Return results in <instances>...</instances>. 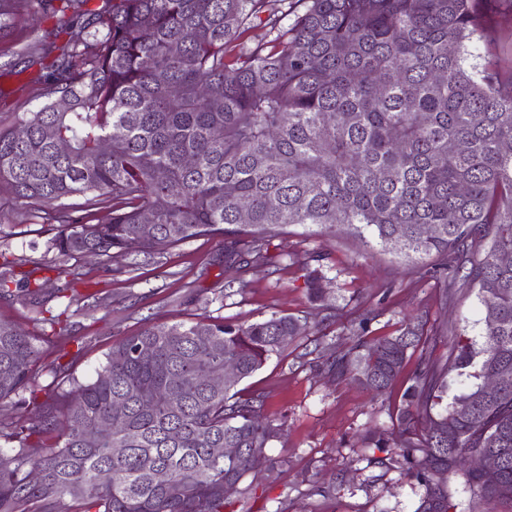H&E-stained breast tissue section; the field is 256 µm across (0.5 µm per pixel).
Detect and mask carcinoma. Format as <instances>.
<instances>
[{"label": "carcinoma", "instance_id": "cac0c4a2", "mask_svg": "<svg viewBox=\"0 0 512 512\" xmlns=\"http://www.w3.org/2000/svg\"><path fill=\"white\" fill-rule=\"evenodd\" d=\"M278 2L107 0L61 47L43 101L18 117L25 136L0 126V193L48 214V250L76 261L218 234L248 270L267 263V234L290 225H339L406 264L442 258L478 288L483 332L457 337L449 366L421 355L398 434L363 443L399 449L388 464L426 487L416 512H450L454 474L471 512L512 504V66L481 52L496 40L493 0ZM258 20L266 40L250 45L242 37ZM76 197L86 213L67 203ZM146 214L151 238L139 231ZM324 280L307 269L313 305H324ZM307 331L276 313L149 326L113 346L94 380L60 375L39 402L32 376L50 336L0 321V401L34 403L0 431L11 445L0 450V512H46L65 497L73 512H224L252 454L279 434L241 383ZM421 344L415 325L373 339L361 330L331 371L383 395ZM226 362L238 378L208 385ZM450 372L466 386L451 398ZM490 376L503 387L485 401ZM40 438L52 443L33 460ZM489 452L502 460L492 482L466 465Z\"/></svg>", "mask_w": 512, "mask_h": 512}]
</instances>
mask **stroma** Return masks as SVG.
Segmentation results:
<instances>
[{
	"label": "stroma",
	"instance_id": "35a3bbf8",
	"mask_svg": "<svg viewBox=\"0 0 512 512\" xmlns=\"http://www.w3.org/2000/svg\"><path fill=\"white\" fill-rule=\"evenodd\" d=\"M54 25L42 7L28 8L0 36V124L40 103L50 69L22 48L47 46ZM51 236L45 219L0 195V260L14 287L29 280L42 285L38 306L0 297V319L36 333L43 327L39 309L62 315L61 333L45 345L33 374L37 388L61 369L93 379L113 345L149 324L217 317L246 324L274 313L294 315L321 333L297 337L247 380L281 434L250 474V489L233 495L224 512H416L424 486L385 465V451L360 443L372 428L394 432L390 415L403 384L377 398L333 376L328 365L333 345L344 344L353 330L370 338L395 335L413 317L423 320L425 336L435 342L431 357L441 364L451 359L452 336L479 335L478 290L448 274L441 258L406 267L391 255L368 252L341 227L310 235L292 226L268 234L271 265L246 272L226 257L220 236L190 240L132 269L120 257L98 266L56 256L47 250ZM309 267L326 277L327 310L307 300ZM68 286L75 299L66 309L57 292Z\"/></svg>",
	"mask_w": 512,
	"mask_h": 512
}]
</instances>
